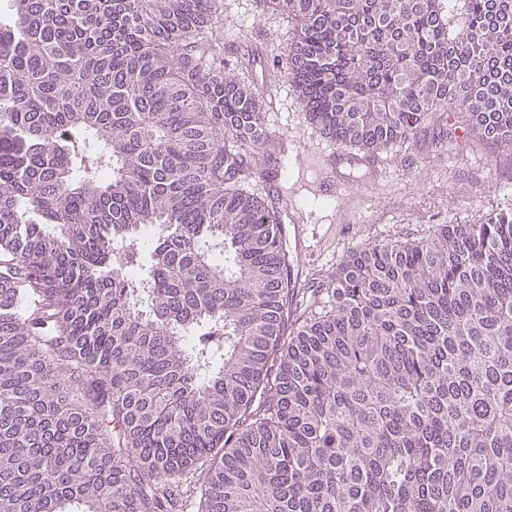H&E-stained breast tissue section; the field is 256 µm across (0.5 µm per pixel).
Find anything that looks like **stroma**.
<instances>
[{
    "label": "stroma",
    "mask_w": 512,
    "mask_h": 512,
    "mask_svg": "<svg viewBox=\"0 0 512 512\" xmlns=\"http://www.w3.org/2000/svg\"><path fill=\"white\" fill-rule=\"evenodd\" d=\"M287 17L261 14L255 0H224V64L242 81L266 80L272 97L265 114L275 140L258 165L280 176L288 206L303 216L306 249L298 263L306 281H327L356 247L383 238L414 240L436 224H481L512 211V149L483 140L452 114L443 127L429 128L376 156L379 173L369 179L353 168L334 193L320 191V157L337 146L310 123L292 88L271 61L288 40ZM445 135L449 145L434 151Z\"/></svg>",
    "instance_id": "stroma-1"
}]
</instances>
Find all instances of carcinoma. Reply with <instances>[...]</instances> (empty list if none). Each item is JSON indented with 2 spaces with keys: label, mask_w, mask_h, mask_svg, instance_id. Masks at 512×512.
<instances>
[{
  "label": "carcinoma",
  "mask_w": 512,
  "mask_h": 512,
  "mask_svg": "<svg viewBox=\"0 0 512 512\" xmlns=\"http://www.w3.org/2000/svg\"><path fill=\"white\" fill-rule=\"evenodd\" d=\"M337 146L512 149V0H257ZM223 0H6L0 512H512V213L298 288Z\"/></svg>",
  "instance_id": "carcinoma-1"
}]
</instances>
